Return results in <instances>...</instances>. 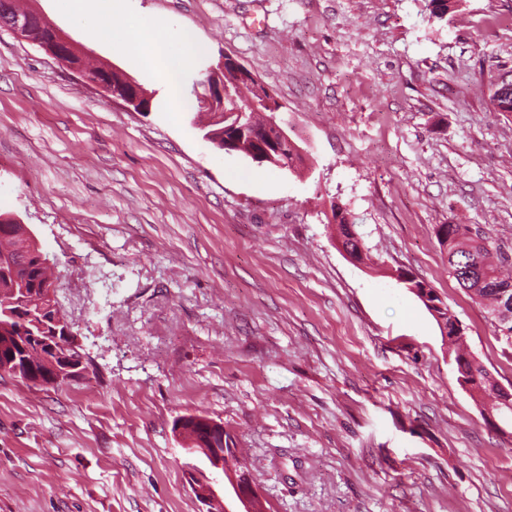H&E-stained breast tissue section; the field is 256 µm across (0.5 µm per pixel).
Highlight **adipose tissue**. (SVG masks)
I'll use <instances>...</instances> for the list:
<instances>
[{"instance_id":"adipose-tissue-1","label":"adipose tissue","mask_w":512,"mask_h":512,"mask_svg":"<svg viewBox=\"0 0 512 512\" xmlns=\"http://www.w3.org/2000/svg\"><path fill=\"white\" fill-rule=\"evenodd\" d=\"M92 22L111 37L114 48L133 56H149L158 71L161 83L167 95L168 107L174 112L187 111L189 103L180 84L175 83L170 72L174 66L189 65L199 53L197 44L192 39H184L178 56H171L168 38L163 34L161 25L141 21L135 23V37L115 35L112 28L111 13L94 16Z\"/></svg>"}]
</instances>
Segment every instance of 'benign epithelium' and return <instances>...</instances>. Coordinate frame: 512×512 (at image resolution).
Returning a JSON list of instances; mask_svg holds the SVG:
<instances>
[{
  "instance_id": "1",
  "label": "benign epithelium",
  "mask_w": 512,
  "mask_h": 512,
  "mask_svg": "<svg viewBox=\"0 0 512 512\" xmlns=\"http://www.w3.org/2000/svg\"><path fill=\"white\" fill-rule=\"evenodd\" d=\"M0 27H6L18 37L38 45L69 70L84 77L104 94L123 101L133 111H151V96L134 80L125 75L120 83L112 82V74L119 72L117 67L109 65L93 73L86 70L84 61L90 56V51L50 22L38 9L31 7L24 12H17L5 2L0 5ZM245 70L246 67L237 60L225 57L217 65L206 68L205 77L200 81L204 92L196 94L198 108L212 113L213 122L222 125L224 141L228 146L239 143L245 135L255 141L259 131L246 130L241 124L245 112L225 110V99L240 101L251 109L262 103L271 111H277V104L266 97L269 90L255 76L248 77L247 89L239 87L233 91L224 83V73L230 71L243 75ZM270 127L277 133L278 140L272 141L264 147L263 152L257 154L260 160H275V154L279 153L277 142L290 143L288 135L276 123H271ZM199 428L201 438L197 443L200 448H190L188 452L197 451L202 454L211 478L207 482L198 481L196 477L200 467L193 463L184 467V478L198 503V512H232L226 505L228 499L239 503L243 512H254L253 503L260 497V493L251 471L237 469L224 462L227 457L226 449L237 451L234 439L224 430L222 423L211 418H202Z\"/></svg>"
}]
</instances>
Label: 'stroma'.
Instances as JSON below:
<instances>
[{
	"label": "stroma",
	"instance_id": "1",
	"mask_svg": "<svg viewBox=\"0 0 512 512\" xmlns=\"http://www.w3.org/2000/svg\"><path fill=\"white\" fill-rule=\"evenodd\" d=\"M153 98L129 109L0 28V213L54 265L89 366L0 375V512H197L174 429L222 422L267 512H512V437L458 381L427 282L471 351L512 382L483 310L448 272L443 224L512 254V0H127L201 48L167 108L147 58L62 0H23ZM279 105L300 159L206 140L193 84L221 55ZM346 209L371 257L338 245Z\"/></svg>",
	"mask_w": 512,
	"mask_h": 512
}]
</instances>
